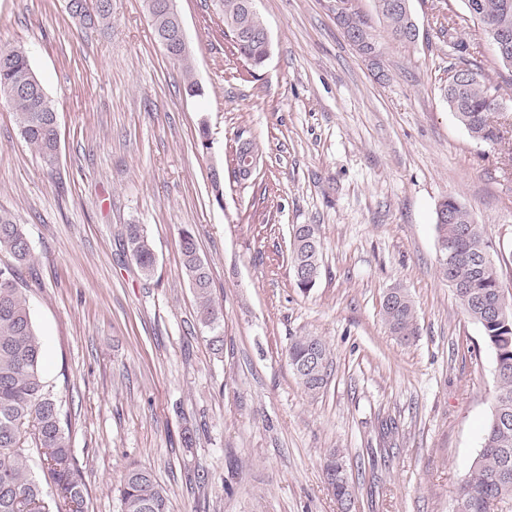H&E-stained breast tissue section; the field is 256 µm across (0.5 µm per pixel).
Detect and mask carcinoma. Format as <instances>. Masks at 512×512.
<instances>
[{
  "instance_id": "obj_1",
  "label": "carcinoma",
  "mask_w": 512,
  "mask_h": 512,
  "mask_svg": "<svg viewBox=\"0 0 512 512\" xmlns=\"http://www.w3.org/2000/svg\"><path fill=\"white\" fill-rule=\"evenodd\" d=\"M470 17L485 28L506 26L512 30V0H461ZM222 15L224 35L230 52L259 69L267 50L261 32L265 27L259 13L243 10L240 0H215ZM85 11L84 27L94 28L108 18L111 9L99 11L78 3ZM155 37L175 30V23L160 0H145ZM375 9L386 22L391 36L403 43L417 40L411 0H375ZM345 34L358 32L351 43L362 56H376L377 44L367 23L356 12L343 20ZM8 67L0 66V103L7 104L16 117L22 138L34 146L51 165L59 150L54 130L56 108L34 73L27 52L8 50ZM192 50L179 52L174 62L186 74L185 91L201 94L192 73ZM444 98L457 121L476 141L496 144L500 134L489 120L495 111V89L476 68H448ZM440 206L452 214V221L436 225L438 242L451 254V268L439 267V274L453 288L456 299L477 323L491 350L497 392L486 423L480 450L458 488L459 512H491L492 507L512 499V322L496 320L490 309L501 301L512 304V296L501 290L496 267L478 266L479 253L493 251L482 225L474 223L469 210L449 197ZM316 233L312 224H302L293 237L291 265L301 264L318 272L322 255L320 242L310 243L303 231ZM183 270L190 282L200 322L212 332L210 348L223 350L220 334L222 312L211 292L208 265L199 256L193 234L182 231L180 238ZM126 247L141 275L150 278L155 255L142 224L126 227ZM0 253L14 264L0 267V512H86V488L72 454V423L57 386L43 373L45 348L28 302L27 289L20 283V267L33 262L24 225L0 211ZM400 299L393 306L382 304V319L389 331L403 340L417 335L414 305L405 291L395 289ZM328 349L316 336H297L288 347V363L304 389L316 394L327 383ZM122 512H169V497L153 473L140 466L128 469L120 490Z\"/></svg>"
}]
</instances>
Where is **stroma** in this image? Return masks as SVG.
Returning <instances> with one entry per match:
<instances>
[{
	"label": "stroma",
	"instance_id": "stroma-1",
	"mask_svg": "<svg viewBox=\"0 0 512 512\" xmlns=\"http://www.w3.org/2000/svg\"><path fill=\"white\" fill-rule=\"evenodd\" d=\"M346 5L368 22L376 61L345 38L334 0H260L271 54L253 72L230 54L213 0H176L202 88L192 97L143 0H112L94 29L67 0H0V50L27 52L57 110L48 166L0 104V209L33 247L23 278L46 376L67 382L86 512H121L133 465L153 472L170 512H339L323 474L334 450L358 512H454L496 380L480 327L438 273L436 212L449 197L469 209L512 293V77L461 0H412L411 45L374 0ZM447 12L464 55L434 24ZM461 61L499 87L498 145L473 140L443 99ZM245 141L258 164L243 180ZM129 224L151 238V278L124 248ZM298 224L315 225L322 253L305 291L288 260ZM184 229L223 310L219 355L184 276ZM395 286L416 310L407 341L381 316ZM304 335L330 352L315 395L288 364Z\"/></svg>",
	"mask_w": 512,
	"mask_h": 512
}]
</instances>
